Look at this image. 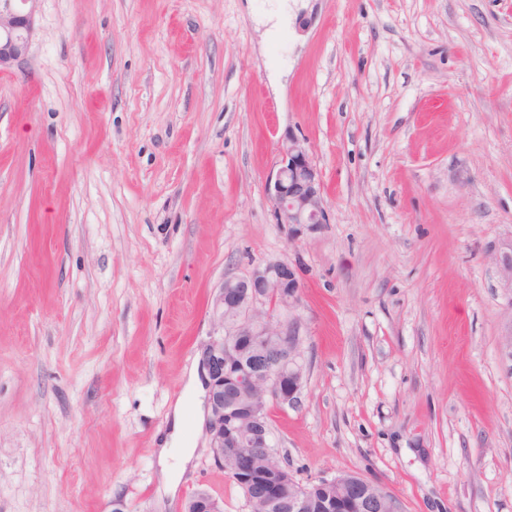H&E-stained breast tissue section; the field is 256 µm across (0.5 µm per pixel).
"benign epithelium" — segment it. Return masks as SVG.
<instances>
[{"label":"benign epithelium","instance_id":"7a95c632","mask_svg":"<svg viewBox=\"0 0 512 512\" xmlns=\"http://www.w3.org/2000/svg\"><path fill=\"white\" fill-rule=\"evenodd\" d=\"M39 0H0V71L12 67L28 49ZM275 173L266 181L277 223L299 234L329 223L323 183L305 139L293 134L278 148ZM503 287L512 292V239L494 254ZM300 269L286 261L255 266L244 277H227L212 301L214 333L202 350L208 375L205 430L214 464L224 468V449L232 448L227 477L247 484L258 457L281 460L269 434V412L295 406L303 381L299 363L302 322ZM333 492L316 500L283 465L264 482L267 512H401L384 487L355 473L321 477ZM193 512H224V503L208 489L196 490Z\"/></svg>","mask_w":512,"mask_h":512}]
</instances>
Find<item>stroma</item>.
<instances>
[{
	"label": "stroma",
	"mask_w": 512,
	"mask_h": 512,
	"mask_svg": "<svg viewBox=\"0 0 512 512\" xmlns=\"http://www.w3.org/2000/svg\"><path fill=\"white\" fill-rule=\"evenodd\" d=\"M40 0L0 71V512H249L195 405L158 450L225 277L301 269L305 376L273 408L301 482L402 512H512V0ZM329 223L266 193L287 133ZM494 260L503 288L512 293V238L499 246ZM175 445L184 447H173ZM159 459L162 463L161 473L164 488L167 492H172L178 484L176 475L179 471L184 472L193 459V449L186 447L182 438L176 436L172 443L163 442V447L159 449ZM171 459L174 460V463L169 462ZM197 493L193 499L194 510L187 511L186 507L189 503V499L182 505V512H223L224 503L215 498L207 488H198L192 496Z\"/></svg>",
	"instance_id": "stroma-1"
}]
</instances>
